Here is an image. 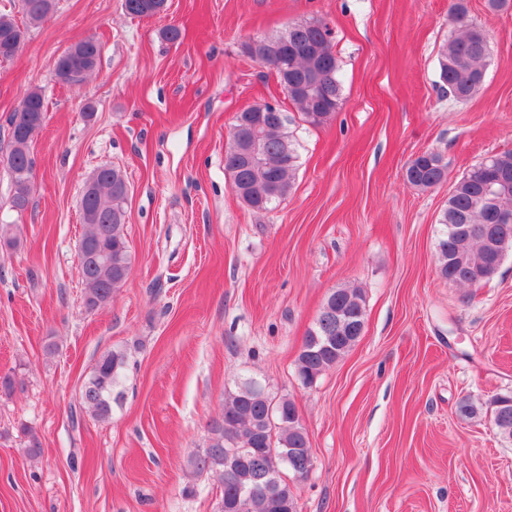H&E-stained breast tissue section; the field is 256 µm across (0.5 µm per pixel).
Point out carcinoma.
<instances>
[{
    "instance_id": "1",
    "label": "carcinoma",
    "mask_w": 512,
    "mask_h": 512,
    "mask_svg": "<svg viewBox=\"0 0 512 512\" xmlns=\"http://www.w3.org/2000/svg\"><path fill=\"white\" fill-rule=\"evenodd\" d=\"M165 0H125L126 12L136 18H152ZM28 24L12 13L0 11V59H10L22 48L28 25L46 21L56 0H18ZM465 0L451 6L455 32L439 58V80L456 100H468L481 89L489 42L485 30L465 22ZM281 51L273 60L269 50ZM248 57L267 65L277 84L299 87V94H285L313 127L327 124L342 102V83L334 52V38L325 36L314 20L296 23L279 35L251 39L244 46ZM102 46L94 39L71 46L56 62L55 77L64 85H78L92 72ZM255 126L249 131V157H242V131L235 123L224 168L238 199L254 211H266L284 201L292 189L298 167L287 116L280 105L254 104L242 110ZM45 119L44 101L37 90L29 92L22 107L8 119V150L13 156L10 207L28 209L32 189L26 171L32 165L30 144ZM404 182L418 190L432 189L448 180V163L435 150L412 158L403 170ZM127 180L121 170L103 168L93 193L84 205L99 214L96 224L82 225L84 240L99 252L91 266H79L83 303L95 310L112 301V294L131 274V256L125 233ZM512 150L469 168L448 194L439 224L438 274L472 288L494 278L485 249L486 231L505 238L503 251L512 249ZM365 297L359 288H338L326 298L322 310L304 338L295 361L297 377L310 387L339 362L362 336ZM126 367V355L111 350L100 356L80 393V405L90 415L106 421L112 415V390ZM492 425L498 434L512 438V395L493 398ZM199 473H210L220 490L221 502H232V512H298L294 481L285 473L308 477L314 462L309 436L296 405L288 397L273 400L257 381L245 380L224 395L221 414L208 428L206 448L190 458Z\"/></svg>"
}]
</instances>
